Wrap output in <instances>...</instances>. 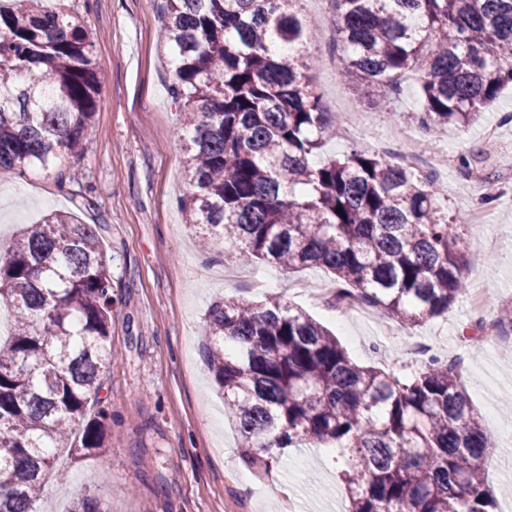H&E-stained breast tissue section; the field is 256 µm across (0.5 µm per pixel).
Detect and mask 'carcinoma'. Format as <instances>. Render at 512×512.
I'll return each mask as SVG.
<instances>
[{"instance_id": "carcinoma-1", "label": "carcinoma", "mask_w": 512, "mask_h": 512, "mask_svg": "<svg viewBox=\"0 0 512 512\" xmlns=\"http://www.w3.org/2000/svg\"><path fill=\"white\" fill-rule=\"evenodd\" d=\"M341 79L387 112L417 75L418 126L462 132L512 85V0H331ZM317 35L296 0H166L161 36L184 114L180 206L239 259L318 267L332 305L405 326L448 312L478 256L450 231L440 188L352 146L313 162L337 127L296 48ZM70 7L0 0V169L53 172L93 134L103 78ZM342 212H336V208ZM112 278L98 225L51 213L0 248V512H39L55 451L105 452ZM243 460L336 450L349 512H493L491 454L458 364L396 375L279 301L213 303L203 329Z\"/></svg>"}]
</instances>
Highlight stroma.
<instances>
[{"label":"stroma","instance_id":"1","mask_svg":"<svg viewBox=\"0 0 512 512\" xmlns=\"http://www.w3.org/2000/svg\"><path fill=\"white\" fill-rule=\"evenodd\" d=\"M67 3L94 35L103 77L94 134L61 173L0 172V239L10 240L50 209L100 225L112 272V365L100 393L110 420L105 455L58 454L40 512H70L86 496L100 512H348L342 465L327 448L285 449L263 484L226 482L227 469L243 466L241 438L202 352L205 315L219 297L278 299L301 309L365 366L417 368L416 341L432 354L461 357V383L499 457L498 467L485 471L494 509L512 512L506 491L512 485V356L500 344L461 345L512 304V87L464 133L424 143L454 213L470 218L454 227L461 245L486 257L465 272L489 286L483 315L463 295L447 314L411 328L369 308L344 317L311 305L303 294L330 286L322 269L258 262L250 265V278L238 279L227 274L239 261L223 242L200 249V229L187 223L179 204L188 187L183 115L172 95L170 53L159 37L163 0ZM308 15L323 33L306 55L315 62L314 84L324 99L358 101L374 132L417 131L415 77L403 79L396 111L359 101L325 65L336 36L331 12ZM481 151L496 163L477 184L460 171L458 158Z\"/></svg>","mask_w":512,"mask_h":512}]
</instances>
